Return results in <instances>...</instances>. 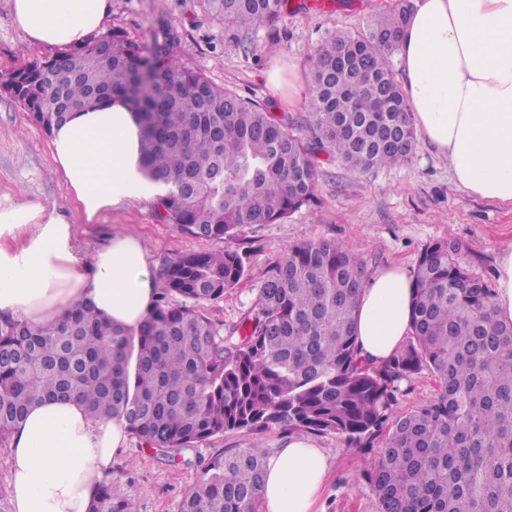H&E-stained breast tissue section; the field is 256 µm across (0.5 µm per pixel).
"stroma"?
Masks as SVG:
<instances>
[{
	"mask_svg": "<svg viewBox=\"0 0 512 512\" xmlns=\"http://www.w3.org/2000/svg\"><path fill=\"white\" fill-rule=\"evenodd\" d=\"M293 3L294 12L276 30L251 32L249 50L239 46L223 22L205 12L201 0H112L106 27L121 30L140 44L173 33L187 67L293 122L305 116L306 102L301 99L287 106L281 92L268 85V70L276 64L290 67L293 79L307 84L310 53L318 43L339 31L366 28L379 16L398 10L401 0H352L346 9L339 8L338 0ZM274 32L281 37L278 48L264 52L262 46ZM52 54L50 48L28 45L13 21L10 0H0V75ZM49 138L17 101L0 90V202L31 201L56 208L76 222L79 244L86 252L101 246L108 234L137 235L159 267L183 253L212 252L226 245L181 233L159 218L151 201L128 204L93 224L80 223L75 201L53 163ZM321 239L349 242L364 257L370 276L393 266L413 273L427 245L455 241L462 247L460 259L467 269L491 285L499 253L512 248V207L459 189L445 162L422 143L409 161L371 172L336 161L320 162L314 204L284 222L248 227L228 244L245 256L246 275L223 299L205 304L203 313L222 333L231 334L256 304L270 266L290 246ZM438 393L435 377L418 374L400 384L393 412L415 410ZM288 440V433L279 430L260 436L232 431L173 456L132 437L111 476L137 512H178L182 497L199 480L216 449L258 443L271 454ZM315 442L329 458L320 512H378L377 499L365 479L376 449L350 447L334 434L317 436Z\"/></svg>",
	"mask_w": 512,
	"mask_h": 512,
	"instance_id": "35a3bbf8",
	"label": "stroma"
}]
</instances>
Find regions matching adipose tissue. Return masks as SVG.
Returning a JSON list of instances; mask_svg holds the SVG:
<instances>
[{
  "label": "adipose tissue",
  "mask_w": 512,
  "mask_h": 512,
  "mask_svg": "<svg viewBox=\"0 0 512 512\" xmlns=\"http://www.w3.org/2000/svg\"><path fill=\"white\" fill-rule=\"evenodd\" d=\"M28 42L69 49L101 35L111 0H11ZM402 87L425 144L469 195L512 205V0H416L399 40ZM53 160L86 223L164 187L140 161V128L119 101L72 112L51 132ZM158 288L141 240L109 235L82 254L76 226L34 202L0 204V318L32 327L77 304L128 329L141 327ZM412 282L397 267L375 274L355 310L356 336L372 363L409 333ZM129 438L119 416L90 417L75 397H47L6 437L14 512H88L112 459ZM328 458L297 437L269 457L263 512H316Z\"/></svg>",
  "instance_id": "obj_1"
}]
</instances>
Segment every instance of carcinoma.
Wrapping results in <instances>:
<instances>
[{
  "mask_svg": "<svg viewBox=\"0 0 512 512\" xmlns=\"http://www.w3.org/2000/svg\"><path fill=\"white\" fill-rule=\"evenodd\" d=\"M238 32L274 29L289 0H202ZM411 5L313 49L307 136L261 105L186 67L167 35L139 45L116 30L12 72L11 97L46 130L55 112L119 96L142 127L146 175L167 187L163 219L192 237L237 238L315 200L319 155L368 172L407 161L415 128L391 56ZM436 241L414 271L409 336L384 364L358 348L355 307L365 261L340 240L299 243L267 271L240 335L200 310L235 287L238 250L178 255L140 330L83 303L47 327L0 323V437L46 396L74 395L92 417L119 415L165 452L227 431L335 433L382 449L367 481L378 512H512V324L494 292ZM179 296L187 303L173 306ZM427 371L431 402L392 416L397 384ZM267 453L219 448L179 512H257ZM89 512H136L104 479Z\"/></svg>",
  "mask_w": 512,
  "mask_h": 512,
  "instance_id": "carcinoma-1",
  "label": "carcinoma"
}]
</instances>
